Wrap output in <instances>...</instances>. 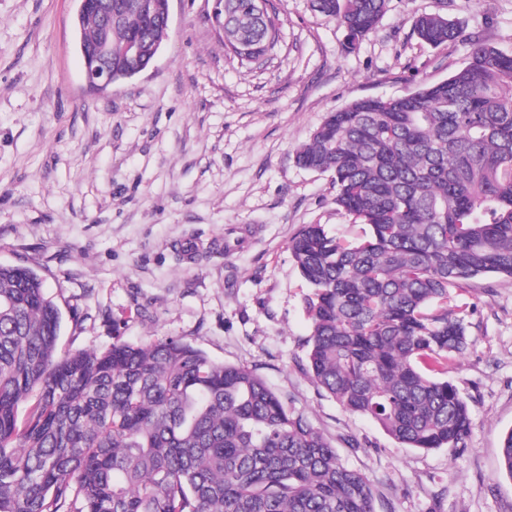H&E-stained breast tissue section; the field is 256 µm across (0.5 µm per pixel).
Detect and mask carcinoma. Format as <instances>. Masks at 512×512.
<instances>
[{"label": "carcinoma", "mask_w": 512, "mask_h": 512, "mask_svg": "<svg viewBox=\"0 0 512 512\" xmlns=\"http://www.w3.org/2000/svg\"><path fill=\"white\" fill-rule=\"evenodd\" d=\"M101 0L77 17L78 48L163 46L166 0ZM387 0H313L356 48ZM419 39L458 38L421 15ZM224 47L248 61L277 27L259 0H224ZM296 163L328 171L357 240L306 224L289 249L311 288L307 372L345 411L400 446L465 445L467 403L445 378L469 346L454 290L512 278V55L475 46L461 70L396 99L331 112ZM61 314L31 268L0 264V512H375L363 476L252 371L180 339L61 354ZM501 468L512 478V431Z\"/></svg>", "instance_id": "cac0c4a2"}]
</instances>
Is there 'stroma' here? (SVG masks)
<instances>
[{"instance_id": "obj_1", "label": "stroma", "mask_w": 512, "mask_h": 512, "mask_svg": "<svg viewBox=\"0 0 512 512\" xmlns=\"http://www.w3.org/2000/svg\"><path fill=\"white\" fill-rule=\"evenodd\" d=\"M279 42L262 62L229 53L214 0H169L153 63L90 92L77 0H0V264L43 279L60 352L175 337L261 376L308 416L374 494L375 512H512L500 445L512 430V278L457 300L470 348L448 371L467 402L465 447H399L306 373L310 292L289 251L302 225L356 239L332 176L296 165L330 112L395 98L463 68L473 42L512 54V0H388L351 52L311 0H267ZM438 14L460 36L422 43ZM195 245V258L183 247ZM414 31L425 44L439 46L459 36L457 26L440 15H421L414 21Z\"/></svg>"}]
</instances>
